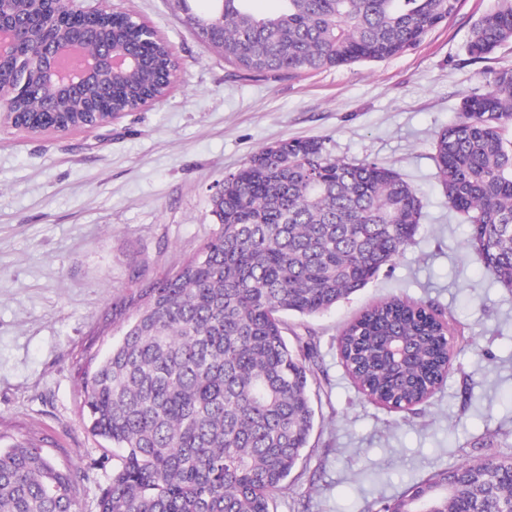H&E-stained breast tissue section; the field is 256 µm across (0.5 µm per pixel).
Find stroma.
Listing matches in <instances>:
<instances>
[{
	"label": "stroma",
	"mask_w": 512,
	"mask_h": 512,
	"mask_svg": "<svg viewBox=\"0 0 512 512\" xmlns=\"http://www.w3.org/2000/svg\"><path fill=\"white\" fill-rule=\"evenodd\" d=\"M127 12L178 61L164 97L94 128L32 135L0 120V448L34 439L73 472L78 512H98L112 448L84 420L83 383L108 355L141 285L173 274L219 230L212 197L252 153L315 138L334 157L394 168L422 215L412 242L328 312L284 315L311 336L316 412L272 512H378L437 471L512 453V291L467 244L436 176V134L512 51L472 62L476 19L497 0H461L413 50L381 62L247 76L189 28L175 0H77ZM442 309L452 335L440 389L413 411L370 401L337 339L390 296Z\"/></svg>",
	"instance_id": "stroma-1"
}]
</instances>
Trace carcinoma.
<instances>
[{
    "label": "carcinoma",
    "mask_w": 512,
    "mask_h": 512,
    "mask_svg": "<svg viewBox=\"0 0 512 512\" xmlns=\"http://www.w3.org/2000/svg\"><path fill=\"white\" fill-rule=\"evenodd\" d=\"M189 15L194 33L246 75L298 74L380 62L416 47L459 11L460 0H279L271 15L251 0H212ZM73 0H0L6 22L56 23ZM140 56L129 74L100 72L75 94L27 68L30 43L0 63V84L26 81L14 124L31 133L102 124L165 91L168 43L121 14L95 39ZM512 46V0L473 24L479 62ZM432 159L448 209L468 242L512 291V67L485 75ZM213 214L220 231L172 275L132 301L119 342L84 383L89 431L112 445V478L98 512H271L315 422L310 345L292 349L280 314H321L362 289L416 233L421 201L393 169L331 156L317 139L281 140L224 178ZM405 352L394 361L389 346ZM455 337L443 314L392 297L340 334L343 365L363 393L393 411L427 400L448 376ZM432 512H512V455L439 471L380 512L409 503ZM74 478L36 446L0 449V512H73Z\"/></svg>",
    "instance_id": "1"
}]
</instances>
